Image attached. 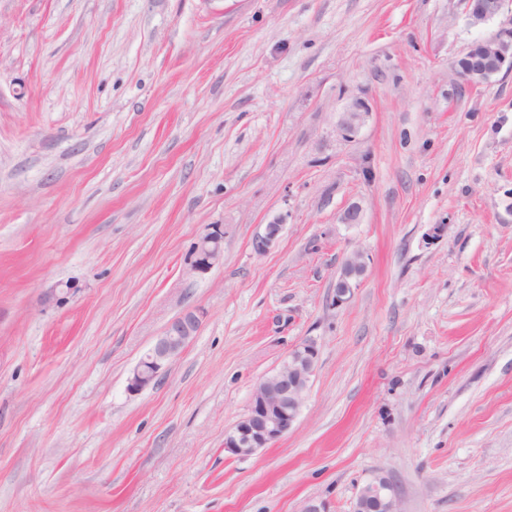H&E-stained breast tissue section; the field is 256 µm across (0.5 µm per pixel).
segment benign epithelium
I'll return each mask as SVG.
<instances>
[{
	"mask_svg": "<svg viewBox=\"0 0 512 512\" xmlns=\"http://www.w3.org/2000/svg\"><path fill=\"white\" fill-rule=\"evenodd\" d=\"M505 2L470 0L471 24L480 25L495 18L503 11ZM508 61L512 62V32L472 46L458 69L460 76L475 86L500 72ZM369 112L368 104L359 97L346 103L339 123L342 135L354 137ZM282 229L283 224L279 219L265 225L264 232L255 238V251L260 254L269 251ZM223 253L224 232L217 225L197 245L191 271L207 272L219 262ZM363 271L361 255L351 254L345 261L344 275L336 282V304L340 305L348 298L353 280ZM201 324L202 315L191 308L172 319L132 370L127 391L139 394L155 385L161 371L193 340ZM317 360L318 347L313 339L306 338L296 344L280 367L258 382L247 414L224 433V452L232 458L246 460L286 436L299 418ZM368 506L372 507V512H401L397 490L387 477L375 476L359 489L353 512Z\"/></svg>",
	"mask_w": 512,
	"mask_h": 512,
	"instance_id": "7a95c632",
	"label": "benign epithelium"
}]
</instances>
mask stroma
<instances>
[{
  "instance_id": "obj_1",
  "label": "stroma",
  "mask_w": 512,
  "mask_h": 512,
  "mask_svg": "<svg viewBox=\"0 0 512 512\" xmlns=\"http://www.w3.org/2000/svg\"><path fill=\"white\" fill-rule=\"evenodd\" d=\"M511 31L512 0H0V512H352L378 473L401 512H512V69L456 70ZM306 338L297 423L231 458ZM506 0H471L469 19L472 25H480L498 16L504 9ZM342 112L339 129L345 138H352L371 111L365 100L357 97L346 103ZM224 232L221 226H215L208 236L204 237L196 247L195 257L191 263V271L205 273L210 270L223 256ZM344 275L336 282L335 303L342 304L350 295L353 288V280L364 271V263L359 253L351 254L344 264ZM201 324L202 315L191 308L183 310L172 319L132 370L127 391L139 394L155 385L161 371L193 340Z\"/></svg>"
}]
</instances>
